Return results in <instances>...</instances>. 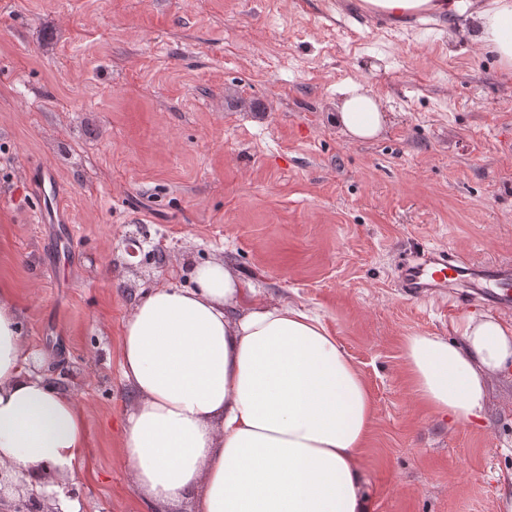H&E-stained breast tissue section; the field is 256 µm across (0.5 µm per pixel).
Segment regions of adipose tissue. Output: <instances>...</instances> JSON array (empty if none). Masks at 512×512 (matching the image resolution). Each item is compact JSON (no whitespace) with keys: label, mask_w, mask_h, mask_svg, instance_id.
I'll use <instances>...</instances> for the list:
<instances>
[{"label":"adipose tissue","mask_w":512,"mask_h":512,"mask_svg":"<svg viewBox=\"0 0 512 512\" xmlns=\"http://www.w3.org/2000/svg\"><path fill=\"white\" fill-rule=\"evenodd\" d=\"M393 19L448 13L472 42L512 68V0H362ZM337 124L376 137L386 120L363 84L338 89ZM192 287L158 286L123 323L122 379L135 405L122 426L134 482L154 505L196 493V512H372L359 450L370 389L324 322L293 303L244 306L224 263L194 266ZM451 342L412 334L404 360L416 398L468 422L484 411L490 379L512 366V323L462 317ZM86 452L71 394L24 367L19 314L0 291V466L28 487L54 485L60 512H80L66 485Z\"/></svg>","instance_id":"obj_1"}]
</instances>
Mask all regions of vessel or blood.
Here are the masks:
<instances>
[{
    "mask_svg": "<svg viewBox=\"0 0 512 512\" xmlns=\"http://www.w3.org/2000/svg\"><path fill=\"white\" fill-rule=\"evenodd\" d=\"M399 282L404 292L416 300L440 297L454 306L451 294L454 284L474 289L482 306L501 312L512 311V263H476L447 251L427 248L411 253L399 269Z\"/></svg>",
    "mask_w": 512,
    "mask_h": 512,
    "instance_id": "obj_1",
    "label": "vessel or blood"
}]
</instances>
